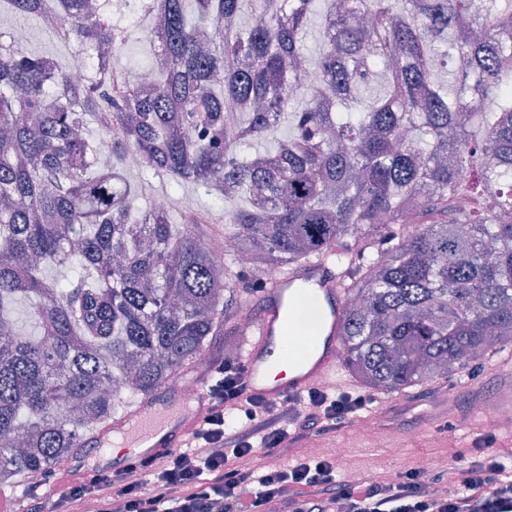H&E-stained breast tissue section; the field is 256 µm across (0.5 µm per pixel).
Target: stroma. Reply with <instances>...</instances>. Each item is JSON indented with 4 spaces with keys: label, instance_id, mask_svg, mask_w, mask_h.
<instances>
[{
    "label": "stroma",
    "instance_id": "1",
    "mask_svg": "<svg viewBox=\"0 0 512 512\" xmlns=\"http://www.w3.org/2000/svg\"><path fill=\"white\" fill-rule=\"evenodd\" d=\"M18 25L25 26L28 32L25 46L29 52L64 63L77 48L76 43L60 39L37 21L25 22L9 12H0V31ZM153 55L150 25L136 21L132 35L121 49V62L126 68L146 71L152 67ZM188 198L194 199L196 209L211 211L214 231H223V209L213 208L204 189L190 183L171 193V223H182L186 213L184 201ZM473 378L475 383L471 386L458 384L453 378H442L409 388L407 401L378 430L376 445L360 442L350 430L343 429L333 436L315 439L317 452L335 459L339 473L348 479L367 474L385 479L413 467L447 469L453 455L472 453L473 441L484 433L474 422L469 406L476 398L490 394L495 379L483 362L474 369ZM340 444L345 446V453H337Z\"/></svg>",
    "mask_w": 512,
    "mask_h": 512
}]
</instances>
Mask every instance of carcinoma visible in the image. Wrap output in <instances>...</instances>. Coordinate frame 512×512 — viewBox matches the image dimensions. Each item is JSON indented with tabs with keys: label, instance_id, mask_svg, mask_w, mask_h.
<instances>
[{
	"label": "carcinoma",
	"instance_id": "carcinoma-1",
	"mask_svg": "<svg viewBox=\"0 0 512 512\" xmlns=\"http://www.w3.org/2000/svg\"><path fill=\"white\" fill-rule=\"evenodd\" d=\"M167 2L161 25L152 0L138 10L170 58L149 98L104 62L57 97L69 65L0 47V440L26 438L0 446V471L23 489L201 359L225 310L246 305L239 252L201 246L208 213L179 225L166 208L134 214L135 188L100 161L90 119L112 156L146 160L144 178L222 181L220 207L244 197L224 237L255 270L334 266L343 363L365 385L401 392L491 348L512 353V45L498 39L512 12L498 0H330L320 79L297 108L312 0H259L246 33L252 0ZM6 3L44 24L53 14L84 53L118 52L130 35L107 0ZM450 56L449 91L435 75ZM376 76L388 90L357 108ZM286 115L295 133L252 149ZM460 195L469 209L455 208ZM21 300L37 328L26 338L10 315Z\"/></svg>",
	"mask_w": 512,
	"mask_h": 512
}]
</instances>
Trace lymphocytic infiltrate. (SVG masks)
<instances>
[{
  "mask_svg": "<svg viewBox=\"0 0 512 512\" xmlns=\"http://www.w3.org/2000/svg\"><path fill=\"white\" fill-rule=\"evenodd\" d=\"M206 385L209 409L194 433V447L174 448L137 459L128 470L84 479L54 478V503L62 512H512V466L505 453L486 451L456 457L454 490L444 491L442 474L422 469L397 480L346 479L335 461L302 452L283 468L264 472L258 457L287 451L289 434L303 441L342 428L363 405L361 397L308 392L304 404L271 403L247 395L242 363L213 361ZM242 412L246 423L230 431L224 410ZM133 471L151 473L152 492L130 482Z\"/></svg>",
  "mask_w": 512,
  "mask_h": 512,
  "instance_id": "f902f5d3",
  "label": "lymphocytic infiltrate"
}]
</instances>
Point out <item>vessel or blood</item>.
<instances>
[{"mask_svg": "<svg viewBox=\"0 0 512 512\" xmlns=\"http://www.w3.org/2000/svg\"><path fill=\"white\" fill-rule=\"evenodd\" d=\"M299 290L313 295L319 309L306 317L313 329L309 356L289 363L283 346L292 331L293 297ZM259 298L261 313L244 329L246 340L241 354L248 394L279 402L326 382L348 384L349 377L341 369L339 344L344 292L329 264L314 261L297 266L276 282L266 284ZM495 369L499 384L489 404L512 410V359L497 361ZM206 408L204 391L185 397L173 395L166 407L153 403L135 409L89 435L86 443L93 448H109L122 439L133 448L134 456L150 457L167 448L181 447L198 414Z\"/></svg>", "mask_w": 512, "mask_h": 512, "instance_id": "vessel-or-blood-1", "label": "vessel or blood"}]
</instances>
